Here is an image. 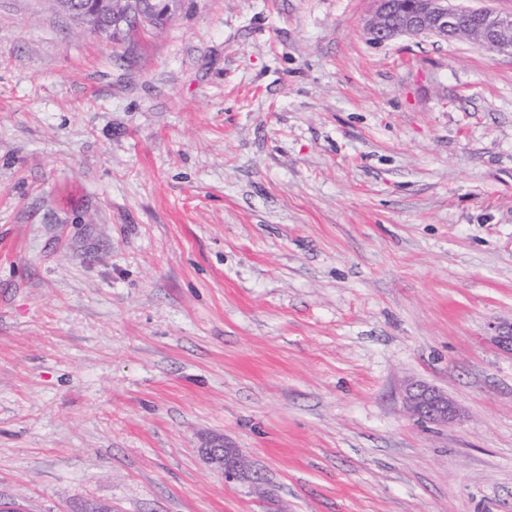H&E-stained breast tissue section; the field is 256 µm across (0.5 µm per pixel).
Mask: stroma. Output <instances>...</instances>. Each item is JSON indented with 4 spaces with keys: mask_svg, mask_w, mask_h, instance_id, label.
Here are the masks:
<instances>
[{
    "mask_svg": "<svg viewBox=\"0 0 512 512\" xmlns=\"http://www.w3.org/2000/svg\"><path fill=\"white\" fill-rule=\"evenodd\" d=\"M375 8L184 0L116 43L0 0L1 499L512 512V55L374 44ZM405 403L422 420L448 423L458 413L455 403L435 386L419 383L406 389ZM209 463L215 470L224 475L225 481H251L250 473L245 464V454L240 448H209L206 449Z\"/></svg>",
    "mask_w": 512,
    "mask_h": 512,
    "instance_id": "35a3bbf8",
    "label": "stroma"
}]
</instances>
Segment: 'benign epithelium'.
<instances>
[{"label": "benign epithelium", "instance_id": "7a95c632", "mask_svg": "<svg viewBox=\"0 0 512 512\" xmlns=\"http://www.w3.org/2000/svg\"><path fill=\"white\" fill-rule=\"evenodd\" d=\"M377 8L367 24L371 40L382 44L398 36H433L456 39L463 30L472 33L486 49L512 54V13L503 14L487 8H452L448 0H376ZM57 8L68 14L80 27L99 30L104 19L112 30L122 32L130 19L127 0H91L89 6L73 11L68 0H56ZM405 403L420 419L447 423L458 413L455 403L438 388L413 384L406 389ZM206 455L226 481H249L245 454L240 448H208Z\"/></svg>", "mask_w": 512, "mask_h": 512}]
</instances>
